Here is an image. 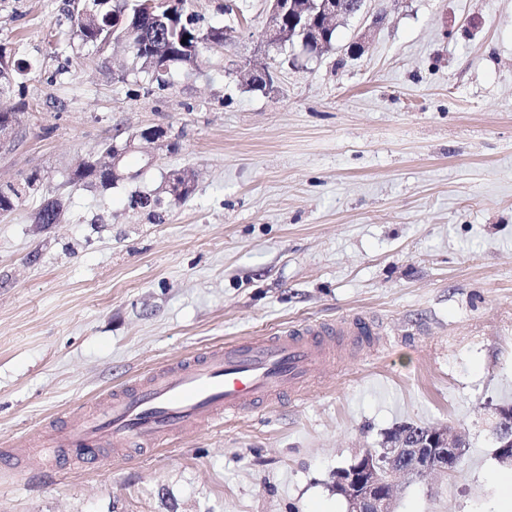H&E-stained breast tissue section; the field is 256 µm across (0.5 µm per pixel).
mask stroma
Masks as SVG:
<instances>
[{"instance_id": "35a3bbf8", "label": "stroma", "mask_w": 512, "mask_h": 512, "mask_svg": "<svg viewBox=\"0 0 512 512\" xmlns=\"http://www.w3.org/2000/svg\"><path fill=\"white\" fill-rule=\"evenodd\" d=\"M74 6L0 0V44L29 64L0 90L18 117L0 186L39 183L0 216V449L216 344L352 316L383 336L298 397L154 449L0 456V512H347L332 474L406 422L470 447L395 512H512L487 427L512 401V0H369L383 24L340 21L318 57L260 50L266 0H187L235 38L162 87L126 75L125 43L74 35ZM262 67L273 90L249 85ZM114 139L120 179L73 184ZM174 172L187 198L166 194ZM51 197L58 223H33Z\"/></svg>"}]
</instances>
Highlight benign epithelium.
Masks as SVG:
<instances>
[{"label":"benign epithelium","mask_w":512,"mask_h":512,"mask_svg":"<svg viewBox=\"0 0 512 512\" xmlns=\"http://www.w3.org/2000/svg\"><path fill=\"white\" fill-rule=\"evenodd\" d=\"M267 2L269 8L261 44L266 48L282 46L289 42V29L297 26L303 33L301 45L306 51L313 44L324 45L331 22L362 13L367 0H353L349 6L344 0H317L312 9L308 7L309 0ZM130 146L128 141L123 147L115 148L112 155L105 154L103 159L95 160L96 165L112 177H119L118 164ZM496 414L500 419L496 430L497 455L512 464V407L500 405ZM465 451V441L460 435H450L444 427L420 431L406 426L380 451H366L353 464L338 469L335 482L348 512H394L397 494L402 488L400 478L409 470L421 477L446 474L458 466Z\"/></svg>","instance_id":"7a95c632"}]
</instances>
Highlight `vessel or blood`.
<instances>
[{"label": "vessel or blood", "instance_id": "vessel-or-blood-1", "mask_svg": "<svg viewBox=\"0 0 512 512\" xmlns=\"http://www.w3.org/2000/svg\"><path fill=\"white\" fill-rule=\"evenodd\" d=\"M364 318L292 326L274 336L215 346L176 359L109 390V408L82 407L34 437L41 467L65 458L86 461L108 449L155 448L201 425L299 394L309 378L333 365L337 338L371 340Z\"/></svg>", "mask_w": 512, "mask_h": 512}]
</instances>
